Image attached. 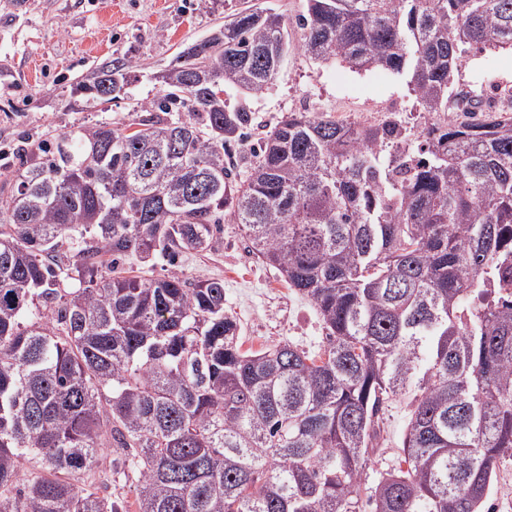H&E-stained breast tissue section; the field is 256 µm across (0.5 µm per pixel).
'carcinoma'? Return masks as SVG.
Instances as JSON below:
<instances>
[{
	"instance_id": "obj_1",
	"label": "carcinoma",
	"mask_w": 512,
	"mask_h": 512,
	"mask_svg": "<svg viewBox=\"0 0 512 512\" xmlns=\"http://www.w3.org/2000/svg\"><path fill=\"white\" fill-rule=\"evenodd\" d=\"M299 48L408 78L431 119L292 113L249 174L224 162L288 51L239 13L181 51L129 132L24 151L0 194V512H118L61 478L128 454L137 512H491L512 459V114L459 91L463 47H512V0H307ZM130 59L77 90L109 102ZM187 109L170 121L159 113ZM316 307L317 352H244L224 282L114 272L203 252L224 220ZM410 398L407 468L361 499L388 400ZM38 456L46 474L20 477Z\"/></svg>"
}]
</instances>
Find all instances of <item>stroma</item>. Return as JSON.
<instances>
[{
	"label": "stroma",
	"instance_id": "obj_1",
	"mask_svg": "<svg viewBox=\"0 0 512 512\" xmlns=\"http://www.w3.org/2000/svg\"><path fill=\"white\" fill-rule=\"evenodd\" d=\"M280 13L289 23L288 54L262 92L242 95L226 88L229 103L247 101L253 125L229 151L231 168L245 177L260 139L293 112H320L343 122L377 125L401 121L412 134L425 125L406 78L386 70L356 72L337 61L316 60L298 48L296 25L306 0H0V182L11 173L14 148L50 142L96 123L127 126L144 119L141 107L161 96L157 77L185 47L210 36L238 11ZM131 59L137 67L112 102L77 93L103 63ZM453 91L486 103L512 90V50L467 49L455 72ZM179 268L188 280L224 283V310L239 323L242 349L257 351L289 343L304 351L325 341L314 304L288 287L273 267L252 254L240 225L224 222L214 248L156 256L144 271L161 278ZM407 398L389 401L381 414L380 450L366 471L377 483L395 465L408 423ZM116 449H102L97 468L72 482L135 512V493L121 481Z\"/></svg>",
	"mask_w": 512,
	"mask_h": 512
}]
</instances>
